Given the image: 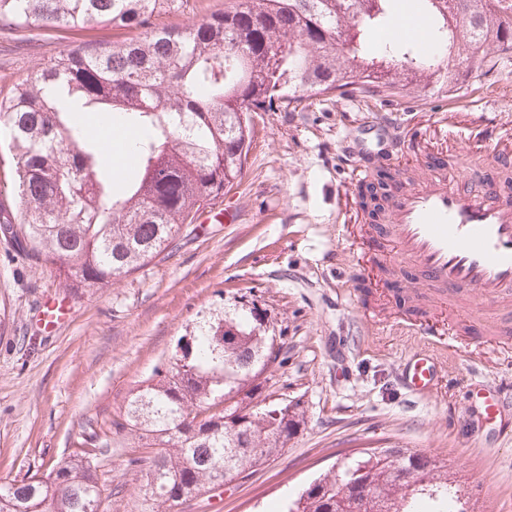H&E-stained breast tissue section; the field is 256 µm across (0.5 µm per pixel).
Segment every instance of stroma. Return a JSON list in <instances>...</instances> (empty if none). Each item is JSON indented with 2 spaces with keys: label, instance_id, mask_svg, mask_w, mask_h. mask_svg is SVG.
<instances>
[{
  "label": "stroma",
  "instance_id": "stroma-1",
  "mask_svg": "<svg viewBox=\"0 0 512 512\" xmlns=\"http://www.w3.org/2000/svg\"><path fill=\"white\" fill-rule=\"evenodd\" d=\"M58 49L1 51L0 93ZM446 115L461 116L472 141L449 150L450 171L475 181L512 174L493 133L512 122V50L492 51L456 88L433 95L404 90L381 102L358 93L251 113L244 175L227 194L236 222L203 216L165 259L97 293L62 288L24 242L0 235V488L72 454L90 429L108 431L197 311L237 303L262 311L287 349L266 389L304 421L275 460L172 512H280L337 460L380 447L446 457L471 512H512V441L497 442L498 424L482 410L490 385L512 382V325L465 352L435 349L437 386L409 394L399 365L426 344L405 327L402 291L364 287L340 235L339 195L352 188L363 126L386 118L423 130ZM49 297L64 300L70 318L47 333L37 320ZM368 308L377 321L365 319ZM145 453L137 439L113 435L96 459L100 512H145L143 477L128 464Z\"/></svg>",
  "mask_w": 512,
  "mask_h": 512
}]
</instances>
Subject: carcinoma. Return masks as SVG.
<instances>
[{"label": "carcinoma", "instance_id": "cac0c4a2", "mask_svg": "<svg viewBox=\"0 0 512 512\" xmlns=\"http://www.w3.org/2000/svg\"><path fill=\"white\" fill-rule=\"evenodd\" d=\"M392 0H237L198 17L188 0H0V37L38 45L69 41L0 98L18 215L0 231L22 239L64 288L89 293L159 258L182 227L242 176L251 143L247 112H293L334 93L388 96L455 88L493 48H512V0H426L429 42L448 55L393 40L379 55L368 34L387 24ZM185 16L167 27L159 17ZM61 85L84 114L121 118L137 133L131 171L114 176L103 144L77 113L50 96ZM390 173L360 192L376 215ZM180 351L137 388L115 432L157 452L130 460L145 478L148 512L232 481L276 457L300 426L286 400L262 394L269 365L286 362L237 309L198 315ZM86 449L0 490V512H99ZM448 460L369 448L312 481L285 512H468L448 485Z\"/></svg>", "mask_w": 512, "mask_h": 512}]
</instances>
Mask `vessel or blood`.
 Wrapping results in <instances>:
<instances>
[{"label": "vessel or blood", "instance_id": "b4317fda", "mask_svg": "<svg viewBox=\"0 0 512 512\" xmlns=\"http://www.w3.org/2000/svg\"><path fill=\"white\" fill-rule=\"evenodd\" d=\"M408 153L429 171L407 179L397 156L386 166L396 180L379 224H364L360 237L375 241L364 259L369 283L407 265L408 285L433 292L435 308L457 311L463 292L493 303L512 296V189L476 185L449 173L427 139L410 140ZM438 376L432 355L417 352L401 366L400 382L410 392L429 390ZM485 414L502 418L499 439L512 438V385L501 384L484 403Z\"/></svg>", "mask_w": 512, "mask_h": 512}]
</instances>
